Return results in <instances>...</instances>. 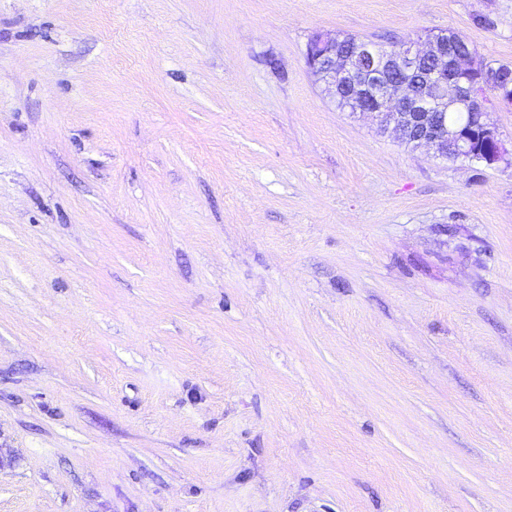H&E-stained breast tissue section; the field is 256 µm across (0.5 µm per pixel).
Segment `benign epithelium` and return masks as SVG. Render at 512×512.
<instances>
[{
	"mask_svg": "<svg viewBox=\"0 0 512 512\" xmlns=\"http://www.w3.org/2000/svg\"><path fill=\"white\" fill-rule=\"evenodd\" d=\"M358 56L336 52V35L317 32L306 47V64L333 95L345 91L346 107L374 115L382 129L392 128L402 143L428 148L446 159L475 161L488 167L509 162L508 150L496 127L485 121L489 109L512 107V70L489 69L476 54L455 55V68L476 72L493 98L477 95L470 86L448 78L450 42L445 32L429 34L426 46L409 40L397 56L371 42L359 44ZM429 65L421 86L392 80L387 72L400 66L411 72ZM454 103L477 113L480 138L448 125L442 108Z\"/></svg>",
	"mask_w": 512,
	"mask_h": 512,
	"instance_id": "benign-epithelium-1",
	"label": "benign epithelium"
}]
</instances>
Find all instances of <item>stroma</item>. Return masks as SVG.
<instances>
[{"instance_id":"1","label":"stroma","mask_w":512,"mask_h":512,"mask_svg":"<svg viewBox=\"0 0 512 512\" xmlns=\"http://www.w3.org/2000/svg\"><path fill=\"white\" fill-rule=\"evenodd\" d=\"M512 0H0V512H512V166L337 108L316 31Z\"/></svg>"}]
</instances>
